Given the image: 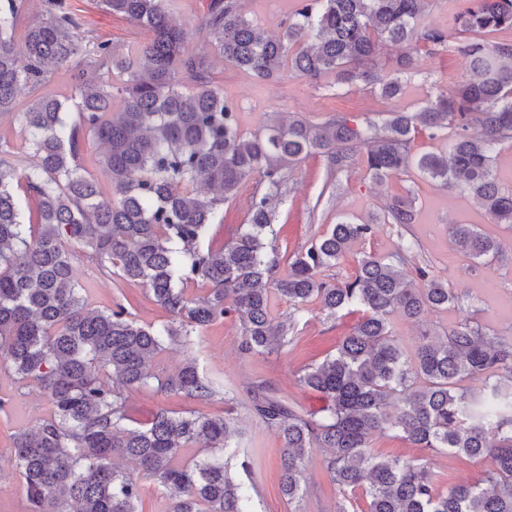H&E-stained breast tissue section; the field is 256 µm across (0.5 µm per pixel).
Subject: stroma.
Masks as SVG:
<instances>
[{
    "instance_id": "1",
    "label": "stroma",
    "mask_w": 512,
    "mask_h": 512,
    "mask_svg": "<svg viewBox=\"0 0 512 512\" xmlns=\"http://www.w3.org/2000/svg\"><path fill=\"white\" fill-rule=\"evenodd\" d=\"M71 7L85 21V35L107 40L118 46L145 42L148 34L128 19L107 13L99 0H69ZM207 0H169L173 17L192 31L189 47L198 50L211 44L201 18ZM243 12L267 34L278 35L295 9L294 0H242ZM215 71L224 96L238 111V125L243 136L261 131L271 113L301 117L313 123L327 121L343 114L351 122L379 121L393 110L414 111L441 92L454 90L466 77L464 59L454 46L437 52L418 48V68L409 77L401 96L388 99L370 92L365 85L337 88L332 75L311 82L293 72L282 73L275 81H262L250 73L236 69L215 58ZM326 162L323 157L307 158L289 176L290 193L277 210L271 240L282 261H289L322 234L339 217L355 222L382 215L383 204L394 196L409 195L415 200L416 219L405 227L379 225L372 239L351 245L349 252L332 268L333 277L345 279L355 270L359 252L381 256L394 253L401 238L415 239L419 244L417 262L429 268L432 275L448 284L460 299L459 307L434 311L423 317L421 324L396 319L395 332L405 348H413L420 326H448L460 316H468L498 331H512V228L493 223L472 196L448 189L439 182L415 172L375 183L364 164H356L342 174L334 186H326ZM452 223L476 224L503 245L505 259L490 267L472 265L448 240ZM74 268L79 283L90 286L89 303L96 310H109L115 304L127 307L132 318L146 325H161L169 314L156 303L145 288L116 276L104 274L84 256H76ZM357 320L346 315L325 319L319 311L302 313L293 339L277 354L247 356L238 349L241 326L236 314L230 313L202 330L190 348L172 347L163 352L157 364L160 373L175 371L186 357H194L200 372L221 382L236 394L237 402H245L248 386L257 380L270 382L277 393L298 409H321V394L305 388L298 381L306 366L321 362L334 353L342 336ZM0 462L10 458L13 437L20 430L34 427L50 412L46 396L36 388H23L13 372L0 366ZM130 426L147 423L161 409L196 411L205 415L225 413L223 396L211 400H193L158 391L155 386L131 391L127 399ZM242 441L255 460V501L258 512H336L342 495L322 468V452L313 449L305 474V492L299 507L289 505L279 489L282 444L277 435L258 419L239 411ZM375 452L386 456L429 460L439 488L460 482H477L484 478L490 464L485 460L436 455L415 447L398 433L377 436Z\"/></svg>"
}]
</instances>
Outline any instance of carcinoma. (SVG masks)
Segmentation results:
<instances>
[{
	"label": "carcinoma",
	"mask_w": 512,
	"mask_h": 512,
	"mask_svg": "<svg viewBox=\"0 0 512 512\" xmlns=\"http://www.w3.org/2000/svg\"><path fill=\"white\" fill-rule=\"evenodd\" d=\"M44 2L18 41L28 0H0V116L19 117L31 157L19 169L0 148V364L18 382L35 383L51 404L36 428L15 435L9 459L31 512H140L144 478L168 497L170 512H256L253 460L235 442L234 410L161 409L129 428L126 392L154 383L202 401L222 393L234 406V393L200 374L193 358L158 375L165 344L189 345L232 311L241 352L271 355L289 343L295 315L312 302L327 319L361 313L335 354L299 374L328 405L298 411L265 381L247 390L249 413L282 442L288 502L302 500L310 452L323 448L322 467L344 494L337 512H349L357 492L363 512H512V334L464 317L421 331L408 354L393 318L419 323L458 303L448 284L416 263L414 241L401 240L388 257L360 253L342 282L325 271L377 225L338 219L284 272L266 241L289 173L312 155L325 157L332 177L360 160L378 182L414 169L473 196L494 223L512 224V185L494 172L498 147L512 144V39L457 43L468 80L415 112H389L363 126L339 114L320 124L275 116L245 137L237 107L213 77L211 54L186 48L191 32L172 18L168 0H100L151 33L127 49L85 40L65 0ZM463 2L448 15L453 30H512V0ZM427 7L428 0H296L288 26L272 38L240 0H209L202 24L224 62L257 78L286 69L309 81L334 74L340 86L361 81L394 98L416 61L407 52L389 65L383 47L418 39L436 51L448 42L446 29L426 21ZM62 69L70 72V93L60 99L46 87ZM115 72L126 76L120 87L112 84ZM450 127L456 133L447 152L413 153L416 132L435 136ZM89 134L105 147L99 164L111 177L110 197L84 166ZM252 177L244 222L221 247L204 246L211 226L224 224V203ZM21 194L35 203L27 220ZM414 209L411 196H395L382 223L411 224ZM448 234L476 265L503 259L500 242L475 224H450ZM74 245L145 287L170 321L140 324L121 304L89 308L88 289L74 276ZM191 284L206 294L191 297ZM274 294L288 303L281 320L271 313ZM465 381L480 387L463 388ZM391 431L435 454L489 458L493 468L481 484L441 491L427 461L373 452L374 438ZM121 460L135 468L119 467Z\"/></svg>",
	"instance_id": "obj_1"
}]
</instances>
